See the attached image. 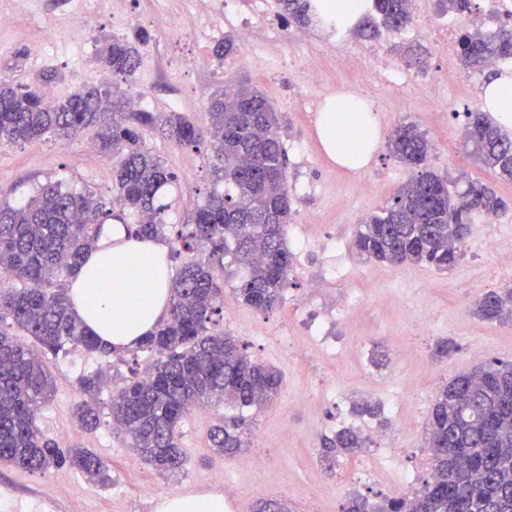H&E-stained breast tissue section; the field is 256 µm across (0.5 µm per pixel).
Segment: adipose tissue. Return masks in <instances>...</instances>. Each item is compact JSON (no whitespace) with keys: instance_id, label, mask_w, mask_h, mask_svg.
<instances>
[{"instance_id":"ef3b65f1","label":"adipose tissue","mask_w":512,"mask_h":512,"mask_svg":"<svg viewBox=\"0 0 512 512\" xmlns=\"http://www.w3.org/2000/svg\"><path fill=\"white\" fill-rule=\"evenodd\" d=\"M482 106L502 129L512 130V68L484 77ZM348 113L353 136L341 141L337 113ZM322 149L336 165L365 167L382 132L372 104L353 91L328 97L316 120ZM169 248L159 239H131L117 249H98L87 257L69 286L82 323L114 351L134 348L154 332L170 298Z\"/></svg>"}]
</instances>
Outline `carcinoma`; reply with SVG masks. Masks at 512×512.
Masks as SVG:
<instances>
[{"label": "carcinoma", "instance_id": "obj_1", "mask_svg": "<svg viewBox=\"0 0 512 512\" xmlns=\"http://www.w3.org/2000/svg\"><path fill=\"white\" fill-rule=\"evenodd\" d=\"M288 19L314 20L311 0H282ZM411 19L409 0H372L357 30H398ZM460 61L480 74L488 60L512 57V30L487 34L479 28L458 38ZM112 84L87 86L48 106L43 96L0 78V145L32 142L51 133L69 139L96 129L98 152L110 160L116 195L107 200L90 192L41 187L20 206L0 205V463L30 474L68 468L91 482L112 481L104 461L80 446L62 448L38 425L54 388L43 355L58 356L81 347L103 359L112 350L75 315L65 280L78 272L99 245L104 224L117 205L136 224L127 235L166 237L165 206L158 204L174 174L141 140V130L159 128L174 145L189 147L208 138L214 187L178 235L190 257L171 284L169 317L137 349L153 355L144 372L131 376L112 397V421L159 474L183 470L187 456L179 427L193 409L224 400L241 409L262 408L277 393L282 374L251 358L232 336L210 330L223 311L224 282L260 312L283 298L293 253L287 226L292 207L285 177L286 151L277 132L271 101L241 81L212 94L203 121L180 112L132 111L120 85L140 65L138 49L114 39L100 55ZM465 142L475 159L495 176L512 182V138L481 112L467 113ZM390 153L418 169L393 202L365 217L353 240L362 258L454 267L460 244L472 230V215L497 216L502 197L480 181L468 180L452 193L448 180L423 168L432 144L418 125L398 126ZM487 321L512 319V289L490 291L477 303ZM33 340L18 342L15 331ZM105 383L101 370L83 375L80 390L89 400L76 404L74 418L89 431L100 425L92 404ZM249 428L242 416H226L208 434L209 447L234 458L247 447ZM360 431L342 428L321 441V454L340 457L365 447ZM427 448L432 477L412 498H392L383 507L354 497L344 512H512V362L491 359L461 375L435 397L429 413Z\"/></svg>", "mask_w": 512, "mask_h": 512}]
</instances>
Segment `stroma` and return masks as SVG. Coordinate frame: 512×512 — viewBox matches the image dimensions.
<instances>
[{
	"label": "stroma",
	"mask_w": 512,
	"mask_h": 512,
	"mask_svg": "<svg viewBox=\"0 0 512 512\" xmlns=\"http://www.w3.org/2000/svg\"><path fill=\"white\" fill-rule=\"evenodd\" d=\"M50 14L34 6L20 8L19 0H0V11L17 13L13 29L0 30V77L36 87L38 76L57 72L58 97L84 86L109 84L110 73L99 54L112 38L135 41L139 32L149 39L141 44L140 65L128 88L139 95L143 108L154 112H180L200 121L213 92L224 85L248 81L265 91L278 111V133L287 154L286 178L293 202V219L287 242L294 254L282 304L269 312L255 311L241 302L232 287L224 289V308L214 329L237 338L253 358L274 366L282 374L275 398L253 416L249 444L243 452L249 465L238 469L236 460L214 454L208 431L224 413L214 403L193 410L180 426L181 446L187 464L180 476L166 478L140 460L136 451L112 425L111 386L97 396L100 427L83 429L73 417L81 400L78 378L100 369L101 358L80 348L45 363L55 390L43 408L39 425L61 447L80 445L94 450L105 462L112 481L100 485L69 469L29 474L0 464V512H38L35 496L51 491L53 500L67 512H155L158 500L177 494L223 491L233 485L229 497L232 512H262L265 505L283 512H342L348 500L363 497L373 503L389 498L378 482L358 480L365 461L379 455L376 443L339 459L335 467L320 460L321 440L336 430L351 427L368 432L374 422L357 416L354 405L370 400L383 406V420L402 424V434L390 449L398 468L418 470L430 476L422 464L419 442L426 433L428 414L437 392L456 376L472 371L487 357L512 362V323L490 322L476 314L475 303L484 293L512 288V266L496 251L499 236L512 233V182L496 178L475 162L455 134L466 115L480 109L478 96L468 89L462 67H449L448 53L435 42L398 32L380 30L371 39L349 33L350 47L371 44L383 56L412 73L417 82L398 100L377 104L383 132L401 123H415L426 131L433 149L428 167L449 180L466 177L491 186L508 203L505 223L485 218L482 237H468L456 266L438 271L425 265H389L363 261L352 241L362 218L386 206L414 169L394 158L379 145L362 169L336 166L323 152L316 133L315 111L300 112L295 100L308 93L316 108L338 91L353 90L375 101L379 86L340 74L331 65L339 46H322L317 28L298 22L282 24L285 39H270V27L260 24L258 48L278 59V66L258 71L238 62L237 53L215 56L212 47L199 43L198 31H215L238 39L239 29L223 15L202 10L203 0H183L180 32L169 31L164 0H121L120 13L103 12L92 17V40L76 55L50 45L32 52L44 19H51L62 38H70L67 21L74 0H58ZM139 16L140 23H123V14ZM203 56L204 71L179 68L166 72L169 60ZM292 55L308 57L323 70L320 86L307 88L305 74L291 69ZM448 99L445 112L433 111L431 102ZM143 141L176 180L162 198L166 217L181 230L189 214L201 205L212 188L210 142L199 148H181L159 130L144 129ZM63 181L68 187L112 198V164L98 154L94 134L60 141L55 136L0 147V202L19 206L42 184ZM315 223H307V215ZM360 299L362 310L352 314L350 302ZM328 321L330 335L343 347H359V357L347 353L326 359L314 345L306 344L310 319ZM430 331L420 334L419 323ZM303 341V348L284 347V340ZM451 341L455 349L440 357L438 342Z\"/></svg>",
	"instance_id": "1"
}]
</instances>
